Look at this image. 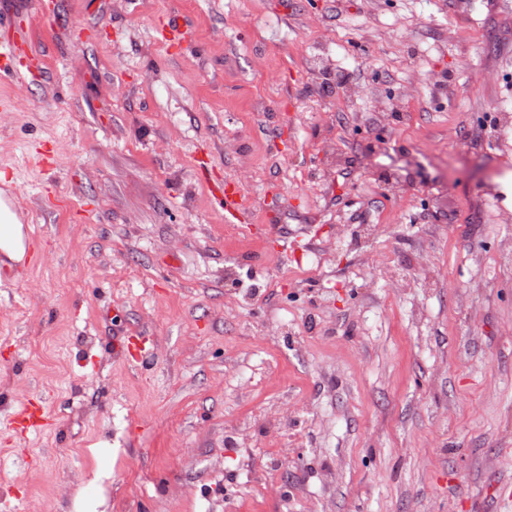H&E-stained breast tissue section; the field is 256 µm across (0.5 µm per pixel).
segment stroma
Wrapping results in <instances>:
<instances>
[{"label":"stroma","instance_id":"1","mask_svg":"<svg viewBox=\"0 0 512 512\" xmlns=\"http://www.w3.org/2000/svg\"><path fill=\"white\" fill-rule=\"evenodd\" d=\"M7 38L0 512H503L512 0H0ZM21 47L16 40L0 42V76L7 75L17 78L19 75L33 76L38 64L30 59L27 63H21ZM224 217L226 222L232 224L243 223L248 207L245 195L241 190L230 183L224 184ZM27 252V235L16 215L4 207L0 218V253L14 262H22ZM48 425L47 413L42 405L32 401L22 403L8 416L7 428L17 435H24Z\"/></svg>","mask_w":512,"mask_h":512}]
</instances>
